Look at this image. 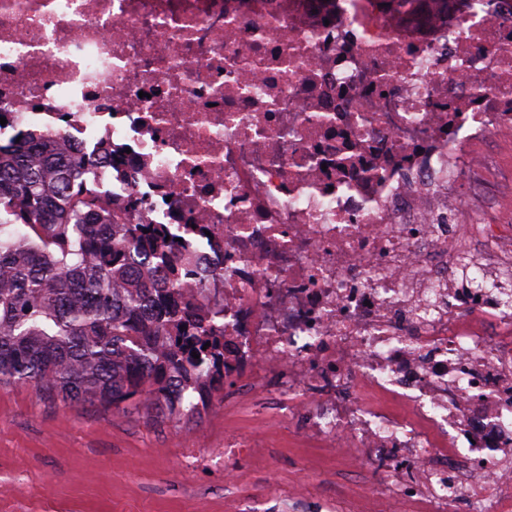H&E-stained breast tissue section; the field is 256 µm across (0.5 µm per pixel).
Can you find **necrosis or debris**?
Masks as SVG:
<instances>
[{"label":"necrosis or debris","mask_w":512,"mask_h":512,"mask_svg":"<svg viewBox=\"0 0 512 512\" xmlns=\"http://www.w3.org/2000/svg\"><path fill=\"white\" fill-rule=\"evenodd\" d=\"M0 145L97 159L224 313L236 412L363 512H512V0H0ZM377 475L366 487L368 475ZM499 161L505 166L501 167L506 171L508 178L504 182H496L490 193L485 196L486 216L491 221L512 224V185H511V167L507 168L508 162H511V144L503 143L499 148ZM496 166V167H497Z\"/></svg>","instance_id":"obj_1"}]
</instances>
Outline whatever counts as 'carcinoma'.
<instances>
[{"mask_svg":"<svg viewBox=\"0 0 512 512\" xmlns=\"http://www.w3.org/2000/svg\"><path fill=\"white\" fill-rule=\"evenodd\" d=\"M95 160L28 138L0 147V385L50 407L124 403L154 418L224 388V315L179 295L191 271L155 224H114ZM199 358H193V355Z\"/></svg>","mask_w":512,"mask_h":512,"instance_id":"cac0c4a2","label":"carcinoma"}]
</instances>
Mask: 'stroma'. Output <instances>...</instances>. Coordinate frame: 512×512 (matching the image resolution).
Here are the masks:
<instances>
[{
	"label": "stroma",
	"mask_w": 512,
	"mask_h": 512,
	"mask_svg": "<svg viewBox=\"0 0 512 512\" xmlns=\"http://www.w3.org/2000/svg\"><path fill=\"white\" fill-rule=\"evenodd\" d=\"M254 427L265 450L229 478L210 455L224 445L223 396L182 424L124 407L50 408L28 386H0V512H229L286 494L347 508L353 493L321 449L295 447L284 428L239 424ZM187 448L203 463L184 465Z\"/></svg>",
	"instance_id": "obj_1"
}]
</instances>
